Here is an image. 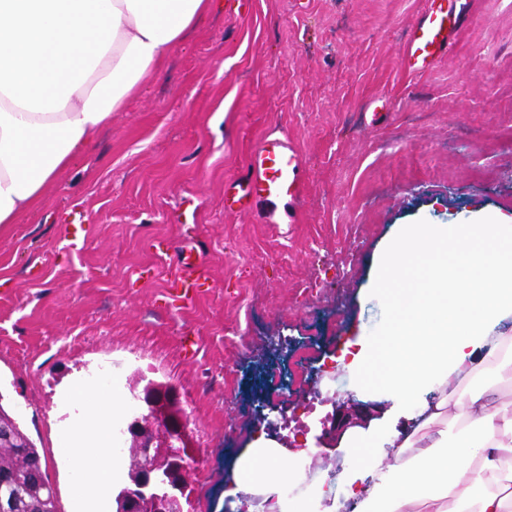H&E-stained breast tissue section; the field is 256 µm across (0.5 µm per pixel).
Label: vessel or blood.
Wrapping results in <instances>:
<instances>
[{
    "label": "vessel or blood",
    "mask_w": 512,
    "mask_h": 512,
    "mask_svg": "<svg viewBox=\"0 0 512 512\" xmlns=\"http://www.w3.org/2000/svg\"><path fill=\"white\" fill-rule=\"evenodd\" d=\"M460 20L455 0H426L402 49L405 72L418 75L445 53ZM303 172L302 159L287 136H265L251 152L242 178L225 186L224 209L240 212L259 204L266 223H287L292 218L290 205L299 203L306 191ZM206 285L202 264L183 256L168 300L173 304L186 301Z\"/></svg>",
    "instance_id": "vessel-or-blood-1"
}]
</instances>
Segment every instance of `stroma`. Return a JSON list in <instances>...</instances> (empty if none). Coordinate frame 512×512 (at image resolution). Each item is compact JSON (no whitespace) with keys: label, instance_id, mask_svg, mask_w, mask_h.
I'll return each instance as SVG.
<instances>
[{"label":"stroma","instance_id":"35a3bbf8","mask_svg":"<svg viewBox=\"0 0 512 512\" xmlns=\"http://www.w3.org/2000/svg\"><path fill=\"white\" fill-rule=\"evenodd\" d=\"M425 0H225L132 96L92 152L0 224V405L51 455L58 397L107 375L177 393L198 466L184 512H226L224 483L294 349L312 352L327 400L298 408L279 440L318 439L352 399L336 357L390 320L369 290L400 224L512 210V0H460L463 23L434 67L400 51ZM283 133L307 181L292 224L228 214L224 187L259 141ZM80 212L83 239L68 245ZM193 250L210 287L167 304L175 255Z\"/></svg>","mask_w":512,"mask_h":512}]
</instances>
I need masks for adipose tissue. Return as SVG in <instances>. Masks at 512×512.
Here are the masks:
<instances>
[{"mask_svg": "<svg viewBox=\"0 0 512 512\" xmlns=\"http://www.w3.org/2000/svg\"><path fill=\"white\" fill-rule=\"evenodd\" d=\"M212 0H0V224L33 207L57 172L100 131L212 9ZM370 286L393 320L357 339L347 368L362 401L409 408L410 430L383 423L343 436L350 464L338 483L288 495L310 458L258 434L235 459L225 497L274 512H512V402L490 377L512 368V213L463 224H405L379 253ZM487 360L475 361L481 347ZM467 383L455 432L438 426L446 399L423 394ZM54 459L65 465L69 512H112L125 460L112 450L124 407L111 387L69 383ZM395 446L392 463L377 454Z\"/></svg>", "mask_w": 512, "mask_h": 512, "instance_id": "adipose-tissue-1", "label": "adipose tissue"}]
</instances>
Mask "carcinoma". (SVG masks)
<instances>
[{"mask_svg":"<svg viewBox=\"0 0 512 512\" xmlns=\"http://www.w3.org/2000/svg\"><path fill=\"white\" fill-rule=\"evenodd\" d=\"M16 442L0 446V502L10 512H56L55 492L48 481L47 462L30 437L12 419ZM179 455H171L151 476L155 493L184 496L187 488L178 471Z\"/></svg>","mask_w":512,"mask_h":512,"instance_id":"carcinoma-1","label":"carcinoma"}]
</instances>
